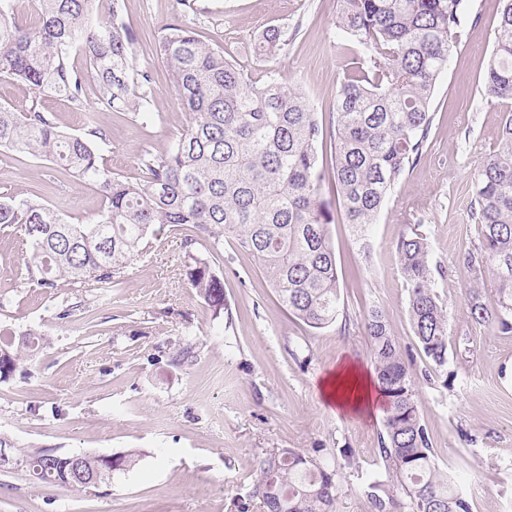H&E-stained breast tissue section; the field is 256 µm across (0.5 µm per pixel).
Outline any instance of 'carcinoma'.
<instances>
[{
	"mask_svg": "<svg viewBox=\"0 0 512 512\" xmlns=\"http://www.w3.org/2000/svg\"><path fill=\"white\" fill-rule=\"evenodd\" d=\"M19 0H0V78L28 86L22 110L0 105V148L44 160L94 187L102 204L87 223L72 222L32 194L0 200V231L20 233L18 287L76 293L117 288L135 257L162 245L165 228L193 224L210 247L224 239L254 258L283 305L311 329L336 322L343 312L331 205L322 198L323 147L334 146L332 173L343 223L365 241L392 190L417 165L433 123L430 112L438 79L448 67L465 0H337L334 24L366 58L352 59L339 90L331 130L304 93L282 84L273 69L254 84L224 51L203 42L175 19L156 40V53L189 121L164 152L144 146L137 155L142 178L114 173L103 163L109 134L95 108L132 112L150 121L152 78L133 64L137 37L124 21L119 0H37L38 19L15 21ZM495 44L488 61L485 96L512 103V0H500ZM284 44L277 26L267 27L254 53L267 60ZM81 52L86 69L70 63ZM97 106L88 105V81ZM47 97L65 99L87 113L82 132L70 133L45 108ZM473 217L480 246L463 253L471 277L467 311L474 321L512 333V112L504 114L497 149L475 173ZM186 276L214 313L229 312L224 279L196 248L183 241ZM396 255L408 290L412 332L435 367L448 362V314L434 290L428 243L420 233L402 236ZM498 300L483 301L484 263ZM378 386L386 403L379 454L387 480L374 479L365 493L372 512H470L452 476L438 469L429 433L415 401V379L384 312L368 310ZM47 343L37 328L21 334L0 328V382ZM0 447L26 462L35 483L86 491L128 471L137 455L81 451L25 452L0 431ZM335 470L283 448L259 460L252 497L264 512H335Z\"/></svg>",
	"mask_w": 512,
	"mask_h": 512,
	"instance_id": "cac0c4a2",
	"label": "carcinoma"
}]
</instances>
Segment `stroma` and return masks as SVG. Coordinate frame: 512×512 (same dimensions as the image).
Listing matches in <instances>:
<instances>
[{"mask_svg":"<svg viewBox=\"0 0 512 512\" xmlns=\"http://www.w3.org/2000/svg\"><path fill=\"white\" fill-rule=\"evenodd\" d=\"M466 5L432 97L427 147L373 225L370 254L361 252L349 225L329 227L348 323L315 330L295 319L254 259L229 243L208 255L224 274L232 311L214 315L183 271L184 239L201 236L191 224L166 231L162 248L134 260L108 300L86 294L65 313L60 303L71 297L69 289L18 287L16 239L0 233V294L14 300L0 309V326H34L48 339L0 383V430L37 450L140 455L132 471L114 472L109 483L87 491L0 475V512H239L243 503L261 512L249 497L256 464L282 448L335 467L336 512H372L364 486L385 474L378 451L384 414L342 410L324 399L321 383L343 365L373 372L363 319L375 306L411 363L439 469L456 478L472 512H512V333L470 318V281L457 265L461 252L479 244L474 174L497 147L504 111L483 92L499 2ZM336 9V0H122L138 38L134 64L153 77L156 118L143 125L98 110L112 141L107 166L137 176L139 148L164 151L189 120L154 45L181 15L253 82L275 69L328 120L351 58L362 52L356 45L343 50L332 22ZM270 25L284 30L286 43L265 62L253 45ZM31 191L77 220L93 219L101 207L92 186L0 149V193ZM414 230L443 270L436 290L447 308L451 349L442 375L433 377L411 330L395 252L399 237ZM186 346L192 361L176 364Z\"/></svg>","mask_w":512,"mask_h":512,"instance_id":"obj_1","label":"stroma"}]
</instances>
